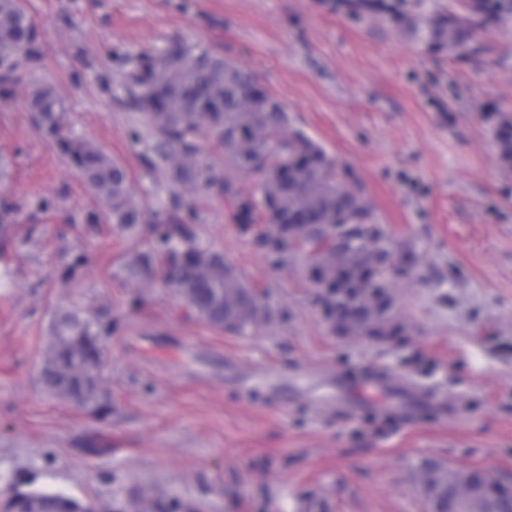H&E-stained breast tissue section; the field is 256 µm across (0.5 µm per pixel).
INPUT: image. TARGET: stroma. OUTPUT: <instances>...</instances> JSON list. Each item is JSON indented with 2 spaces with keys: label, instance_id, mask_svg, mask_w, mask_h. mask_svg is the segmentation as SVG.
Returning <instances> with one entry per match:
<instances>
[{
  "label": "stroma",
  "instance_id": "obj_1",
  "mask_svg": "<svg viewBox=\"0 0 512 512\" xmlns=\"http://www.w3.org/2000/svg\"><path fill=\"white\" fill-rule=\"evenodd\" d=\"M24 0L41 62L0 97V488L82 501L149 498L154 512H425L412 471L430 458L512 479V28L449 51L429 20L467 0ZM255 72L346 166L394 241L404 332L333 330L290 255L273 263L224 194L148 172L142 115L114 90L117 59L173 40ZM49 82L74 131L122 163L159 213L193 199L200 245L265 307L245 332L212 328L130 272L148 225L112 223L52 148L27 100ZM140 130L133 141L132 130ZM85 264L62 282L69 255ZM107 312L112 414L97 420L36 382L55 312ZM496 144L502 162L512 166V121L503 117L496 131Z\"/></svg>",
  "mask_w": 512,
  "mask_h": 512
}]
</instances>
